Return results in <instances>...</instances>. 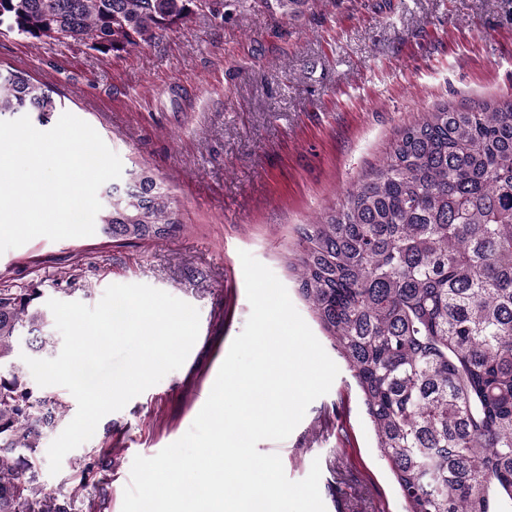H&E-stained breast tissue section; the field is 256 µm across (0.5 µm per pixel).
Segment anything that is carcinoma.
Returning <instances> with one entry per match:
<instances>
[{
	"instance_id": "obj_1",
	"label": "carcinoma",
	"mask_w": 512,
	"mask_h": 512,
	"mask_svg": "<svg viewBox=\"0 0 512 512\" xmlns=\"http://www.w3.org/2000/svg\"><path fill=\"white\" fill-rule=\"evenodd\" d=\"M282 15L309 0H257ZM228 0H0V28L26 38L89 41L102 51L150 44ZM62 108L20 71L0 74V115L38 121ZM133 196L102 209L114 240L179 228L146 171ZM290 267L299 294L349 365L376 446L409 512H512V98L424 113L342 207L302 231ZM40 293L0 288V362L25 342L52 355ZM62 404L0 371V512H102L107 448H87L67 492L39 484L40 448Z\"/></svg>"
}]
</instances>
